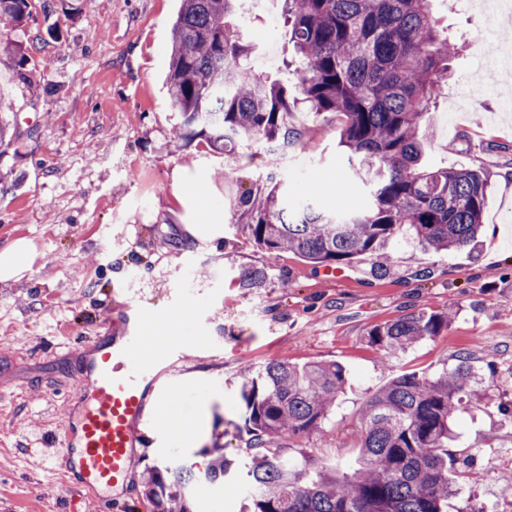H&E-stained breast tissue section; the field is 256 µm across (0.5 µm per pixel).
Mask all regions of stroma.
Listing matches in <instances>:
<instances>
[{"instance_id":"35a3bbf8","label":"stroma","mask_w":512,"mask_h":512,"mask_svg":"<svg viewBox=\"0 0 512 512\" xmlns=\"http://www.w3.org/2000/svg\"><path fill=\"white\" fill-rule=\"evenodd\" d=\"M23 24L0 20V43L22 46L31 83L0 50V99L8 105V145L0 147V247L33 242L38 258L18 283L0 284V512H62L67 487L45 462L67 410L69 361L107 322H122L128 301L143 325L178 322L183 341L156 351V389L195 421L176 435L150 414L133 480L119 512H156L144 477L165 462L204 471L210 449L246 451L242 379L272 360L335 361L348 382L328 418L290 441L318 465L352 473L359 454V409L393 377L441 373L467 357L483 394L459 415L451 452L484 477L462 483L448 512H512V80L471 98L476 38L512 34V10L481 17L471 0H433L441 29L457 46L452 74L430 103L429 167L485 169L484 232L474 248L424 251L412 242L391 253L389 272L368 265L327 276L301 258L271 259L241 229L248 191L277 183L291 205L357 210L368 188L337 146L332 114L296 110L299 144L272 151L243 137L212 152L174 139L178 115L165 89L171 29L180 0H32ZM279 0H260L229 17L256 50V77L294 84L286 28H269ZM198 235H191V228ZM266 268L260 288L244 271ZM453 311L447 333L389 362L368 343L377 324L421 311ZM244 488L198 480L193 512H239Z\"/></svg>"}]
</instances>
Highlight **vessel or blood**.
<instances>
[{
  "mask_svg": "<svg viewBox=\"0 0 512 512\" xmlns=\"http://www.w3.org/2000/svg\"><path fill=\"white\" fill-rule=\"evenodd\" d=\"M146 344L132 303L121 330L94 337L78 359L77 410L65 413L58 446L46 459L70 489L64 512L85 505L112 512V490L131 478L157 381L153 361L142 355Z\"/></svg>",
  "mask_w": 512,
  "mask_h": 512,
  "instance_id": "b4317fda",
  "label": "vessel or blood"
}]
</instances>
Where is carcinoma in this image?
Wrapping results in <instances>:
<instances>
[{"instance_id": "1", "label": "carcinoma", "mask_w": 512, "mask_h": 512, "mask_svg": "<svg viewBox=\"0 0 512 512\" xmlns=\"http://www.w3.org/2000/svg\"><path fill=\"white\" fill-rule=\"evenodd\" d=\"M298 80L290 89L254 78L242 65L253 45L227 19L241 0H182L172 26L167 93L180 121L179 140L201 139L222 150L240 136L286 147L303 134L288 127L302 106L329 112L339 146L368 177L372 205L338 219L311 204L288 208L273 188L243 200L244 227L272 256L291 252L311 265L370 264L387 271L402 241L452 252L479 241L488 176L428 168L419 129L454 44L440 31L431 0H283ZM31 0H0V17L22 22ZM263 268L242 275L260 288ZM450 315L422 311L375 326L368 342L387 358L448 329ZM471 373L462 360L437 375L404 373L377 390L360 410L358 467L352 475L318 468L288 454L283 441L303 437L328 418L346 385L335 362L270 361L240 385L248 457L222 454L207 477L240 475L243 512H445L455 494L448 442ZM192 467L167 464L148 473L157 512H192L185 489Z\"/></svg>"}]
</instances>
